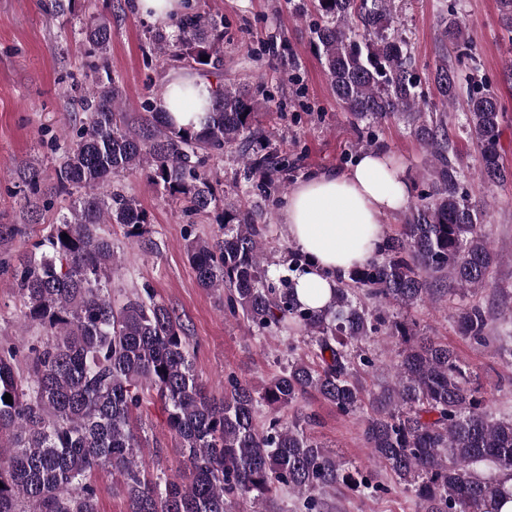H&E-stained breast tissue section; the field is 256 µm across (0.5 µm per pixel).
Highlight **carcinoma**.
Returning a JSON list of instances; mask_svg holds the SVG:
<instances>
[{
    "mask_svg": "<svg viewBox=\"0 0 512 512\" xmlns=\"http://www.w3.org/2000/svg\"><path fill=\"white\" fill-rule=\"evenodd\" d=\"M38 2L52 20L75 13V0ZM498 3L512 43V0ZM313 4L318 19L309 25L310 43L352 123L401 120L426 153L427 188L406 207L401 231L387 237L381 258L339 276L332 303L314 310L298 302L293 279H281L279 288L268 283L262 244L269 216L225 203L220 232L187 244L198 285L224 290V312L252 328L295 327L310 338L315 360H289L260 388L229 374L224 395H212L194 371L189 338L173 310L148 292L112 301L117 255L102 226L123 224L135 239L149 223L135 198L112 188V175L145 170L151 185L200 215L219 207L205 167L224 148L239 149L244 180L266 196L292 167L286 157L257 150L264 133L256 94L241 85L212 90V111L198 130L178 129L161 112L152 123L130 122L119 87L100 76L111 23L92 18L84 34L98 62L78 99L76 137L56 160L48 188L39 165L15 172L23 192L20 223H0V252L9 254L53 200L70 199L34 252L18 254L11 267L23 319L43 336L0 345V512H98L93 475L102 468L122 477L128 512H232L244 503L277 512L276 493L284 489L300 495L297 512H325L326 493L339 487L385 492L307 432L311 416L278 415L308 396L341 415L369 405L365 445L413 494L417 512H500L501 501L512 497V417L489 419L486 399L448 344L389 314L391 307L458 295L463 302L453 318L460 331L490 344L495 316L473 297L486 290L499 255L483 230L484 204L465 185L447 114L462 107L478 150L475 174L502 186L512 181L500 154L505 107L496 94L462 85L460 66L472 59L474 39L457 13L444 25L433 73L438 103L431 106L396 28L395 0ZM173 27L174 43L158 35L154 48L167 54L173 45L204 71L224 67L223 16L185 14ZM381 333L398 344L394 381L369 390L361 370L373 361L362 345ZM152 397L180 440L184 478L145 475L135 419ZM262 403L276 414L260 425ZM489 465L498 478L486 475Z\"/></svg>",
    "mask_w": 512,
    "mask_h": 512,
    "instance_id": "carcinoma-1",
    "label": "carcinoma"
}]
</instances>
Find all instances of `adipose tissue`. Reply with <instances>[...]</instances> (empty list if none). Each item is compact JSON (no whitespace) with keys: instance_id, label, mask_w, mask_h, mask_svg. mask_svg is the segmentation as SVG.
Segmentation results:
<instances>
[{"instance_id":"adipose-tissue-1","label":"adipose tissue","mask_w":512,"mask_h":512,"mask_svg":"<svg viewBox=\"0 0 512 512\" xmlns=\"http://www.w3.org/2000/svg\"><path fill=\"white\" fill-rule=\"evenodd\" d=\"M212 105L211 85L197 73L176 70L167 77L158 109L180 128H199ZM410 198L402 165L379 151L356 156L341 171H323L296 184L281 209L289 243L306 258L295 279L298 301L323 309L333 298L337 276L382 253L384 214Z\"/></svg>"}]
</instances>
